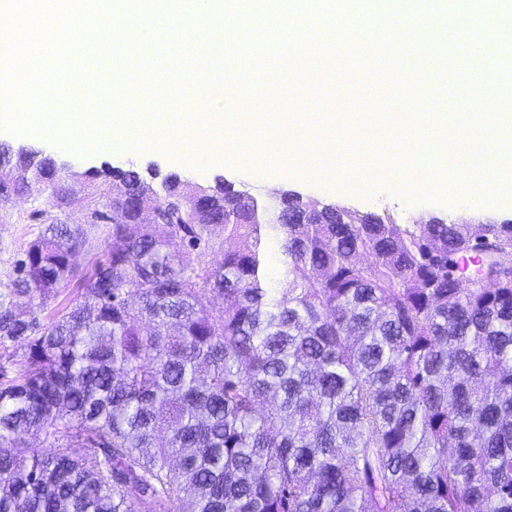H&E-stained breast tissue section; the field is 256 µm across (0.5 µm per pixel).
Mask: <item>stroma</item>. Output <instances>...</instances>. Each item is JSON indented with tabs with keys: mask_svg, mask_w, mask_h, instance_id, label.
<instances>
[{
	"mask_svg": "<svg viewBox=\"0 0 512 512\" xmlns=\"http://www.w3.org/2000/svg\"><path fill=\"white\" fill-rule=\"evenodd\" d=\"M496 80V72L474 65L466 70L463 80L453 83L448 93L442 94L437 88L421 85L404 109L408 112L429 111L431 98L439 95L444 97L446 109L450 112L464 102L492 105L496 102L493 94ZM1 144L51 154L70 163L74 171L95 173L93 190L100 198L112 193L111 179L102 174L104 166L109 165L134 169L144 174L153 170L164 176L173 173L185 185L193 188L212 186L219 182L231 183L261 201L290 190L311 202L338 203L364 213L388 215L399 224H411L428 216L452 220L464 218L484 223L512 218V205H474L457 194L443 203H425L418 200L416 193L403 190L387 179L378 181L359 175L348 179L333 175L325 178L311 175L280 178L260 162L253 167L242 168L219 159L195 168L157 149L130 153L112 150L103 144L88 145L86 153L80 155L39 134L15 135L0 131ZM48 208L46 193L33 189L14 197L6 209L0 211V290L6 288L13 279L16 262L22 258L28 243L44 232L42 214Z\"/></svg>",
	"mask_w": 512,
	"mask_h": 512,
	"instance_id": "stroma-1",
	"label": "stroma"
}]
</instances>
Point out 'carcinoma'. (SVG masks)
Returning a JSON list of instances; mask_svg holds the SVG:
<instances>
[{"label":"carcinoma","mask_w":512,"mask_h":512,"mask_svg":"<svg viewBox=\"0 0 512 512\" xmlns=\"http://www.w3.org/2000/svg\"><path fill=\"white\" fill-rule=\"evenodd\" d=\"M1 170V206L36 186L90 221L52 219L0 293V512H512L511 223ZM96 251L81 250L74 255L72 258V264L74 267V277L70 283L65 287L66 289L57 299L56 303L63 302V306L66 305L71 299L75 298L83 288L92 265L95 260Z\"/></svg>","instance_id":"cac0c4a2"}]
</instances>
